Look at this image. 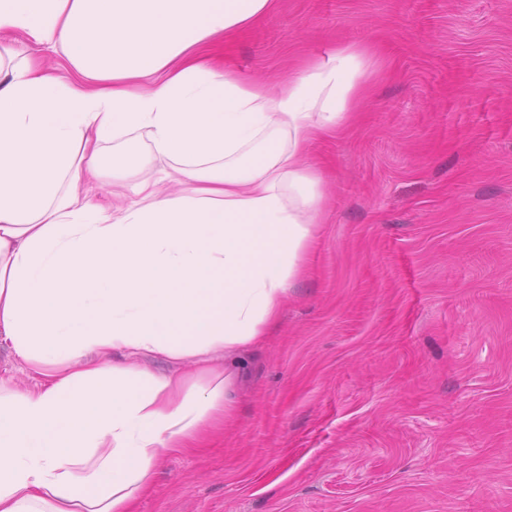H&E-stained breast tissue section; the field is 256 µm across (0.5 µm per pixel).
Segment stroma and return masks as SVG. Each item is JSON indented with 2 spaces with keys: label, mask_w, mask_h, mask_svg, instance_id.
<instances>
[{
  "label": "stroma",
  "mask_w": 512,
  "mask_h": 512,
  "mask_svg": "<svg viewBox=\"0 0 512 512\" xmlns=\"http://www.w3.org/2000/svg\"><path fill=\"white\" fill-rule=\"evenodd\" d=\"M340 43L375 64L309 156L316 243L137 512H512V0H274L213 41L272 89Z\"/></svg>",
  "instance_id": "obj_1"
}]
</instances>
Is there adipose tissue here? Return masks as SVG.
Returning <instances> with one entry per match:
<instances>
[{"instance_id":"adipose-tissue-1","label":"adipose tissue","mask_w":512,"mask_h":512,"mask_svg":"<svg viewBox=\"0 0 512 512\" xmlns=\"http://www.w3.org/2000/svg\"><path fill=\"white\" fill-rule=\"evenodd\" d=\"M272 6L0 0V341L39 377L0 376V512H135L156 464L232 415L242 354L317 232L308 149L350 121L372 64L341 44L276 91L215 67L206 42ZM155 159L164 180L131 178ZM109 174L127 182L118 208ZM157 355L193 369L154 372ZM24 46L28 54L41 60L46 66L55 68L58 72H67L70 69L67 60L60 53H54L46 46H35L26 42Z\"/></svg>"}]
</instances>
